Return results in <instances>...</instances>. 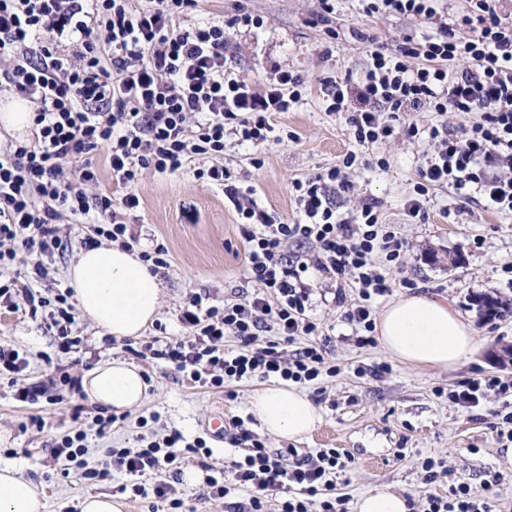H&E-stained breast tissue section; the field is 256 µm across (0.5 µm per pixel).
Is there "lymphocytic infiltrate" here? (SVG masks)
I'll return each mask as SVG.
<instances>
[{"label": "lymphocytic infiltrate", "mask_w": 512, "mask_h": 512, "mask_svg": "<svg viewBox=\"0 0 512 512\" xmlns=\"http://www.w3.org/2000/svg\"><path fill=\"white\" fill-rule=\"evenodd\" d=\"M504 2L467 0L465 10L451 13L440 0H366L367 14L406 16L429 27V34L406 37L390 52H371L360 80L347 74L321 84L328 111L345 113L358 145L387 141L399 121L409 141L430 144L404 204L410 218H424L436 188L512 214V18ZM197 7L198 0H0V94L35 107L32 140L0 146V268L13 263L14 241L43 253L54 250L57 225L66 216L94 217L97 235L132 247L119 213L139 207L134 188L143 172L175 173L192 160L204 161L198 177L222 187L241 219L247 277L256 290L221 308L192 298L181 316L184 338L157 356L215 388L256 377L311 382L337 367L317 341L304 273L313 268L335 280L336 304L358 332L356 345L371 346L374 303L391 293L390 270L401 265L407 243L385 223L379 203L362 200L338 211L337 197L355 192L351 176L359 160L352 151L323 172L294 181L304 223H274L246 200L219 162L225 136L256 146L274 141L272 113L290 111L305 85L279 68L259 84L235 74L231 32L261 26L262 18L241 10L223 22L182 27L181 16ZM413 59L418 67H410ZM418 112H467L473 119L455 130L442 121L421 123L414 118ZM100 149L107 152L113 181L124 189L120 201L96 190L98 171L90 156ZM290 242L312 249L291 256L285 252ZM350 288L357 298L347 297ZM229 336L237 347H225ZM300 336L308 344L285 354L283 344ZM510 389L500 377L484 376L461 382L449 398L473 407ZM239 437L249 444L246 454L233 462L228 478L209 480V495L246 491L241 512H267L276 495L282 498L279 512H347V497L332 490L352 456L336 448L282 454L247 430ZM180 440L173 433L143 447L113 450V463L142 477L174 468L206 447L201 439L185 446ZM424 512L493 510L462 483L446 497L428 494Z\"/></svg>", "instance_id": "obj_1"}]
</instances>
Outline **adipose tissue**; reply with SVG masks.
<instances>
[{"label":"adipose tissue","instance_id":"1","mask_svg":"<svg viewBox=\"0 0 512 512\" xmlns=\"http://www.w3.org/2000/svg\"><path fill=\"white\" fill-rule=\"evenodd\" d=\"M68 282L81 315L117 339L143 336L162 303L157 277L136 253L117 246L83 250ZM376 332L389 356L416 367L446 369L478 348L470 323L446 300L424 293L386 304ZM147 389L140 369L121 359L99 363L83 378L89 399L118 413L139 407ZM249 404L263 430L279 439L304 438L322 420L307 394L289 384L256 389ZM0 512H46L41 488L10 465L0 466Z\"/></svg>","mask_w":512,"mask_h":512}]
</instances>
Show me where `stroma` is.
Returning a JSON list of instances; mask_svg holds the SVG:
<instances>
[{"mask_svg": "<svg viewBox=\"0 0 512 512\" xmlns=\"http://www.w3.org/2000/svg\"><path fill=\"white\" fill-rule=\"evenodd\" d=\"M241 6L260 15L263 25L234 31L236 72L259 83L267 69L279 67L299 74L307 92L290 111L272 115L281 143L260 148L226 136L223 163L236 174L240 188L251 189L259 207L276 221L294 224L299 212L293 181L335 165L358 148L344 118L325 112L321 80L358 70L372 47L392 50L405 36L419 39L428 29L407 17L367 15L362 0H333L332 25L340 33L333 41L324 25L315 21L319 0H201L184 23L219 22ZM327 46L333 49L328 59L322 56ZM429 151L427 142L413 143L401 134L374 145L372 155L387 156L390 168L383 172L356 167L355 198L377 200L388 223L396 225L408 243L403 265L395 274L400 285L394 296L405 294L401 282L407 279L414 282L416 292L446 298L473 325L479 348L471 359L433 370L390 359L377 344L356 347L351 326L339 320L335 283L308 270L314 290L310 314L330 339L327 352L338 371L302 386L323 414L321 424L307 438L291 442L271 436L249 406L252 391L263 385L261 379L206 387L165 360L137 355L146 344L161 349L184 337L180 316L191 298H201L206 307L220 306L255 289L245 277L247 251L235 207L222 187L196 176L199 161L175 173L149 170L137 186L139 207L124 213L123 220L136 236L138 250L161 245L168 251L170 264L158 274L164 292L158 319L142 337L119 341L76 317L74 330L84 343L80 350L63 353L48 309L33 314L23 306L12 312L0 302V346L19 351L27 360L23 371L0 374V431L9 436L8 442L0 443V466L14 465L41 485L47 512H79L80 500L99 492L123 496L125 512H164V504L151 491L156 475L137 480L146 492L135 494L132 485L137 481L112 468L108 451L132 447L140 436L161 438L176 431L187 443L204 439L211 450L207 456L187 455L179 470L166 472V480L183 501L178 512H235L237 503L247 502L246 492L212 497L205 480L189 485L183 473L199 469L205 479L224 476L232 460L244 452L230 427L232 420L240 419L248 432L273 450L293 447L305 455L338 448L352 455L353 464L336 483L337 494L349 501H357L370 489L387 488L410 498L413 512H423L428 492L445 495L463 482L479 495L490 496L498 512H512V462L504 456L512 441L497 434L503 415L512 412V393L489 397L472 408L448 400L449 391L459 383L482 374L512 380V215L466 201L445 188L434 190L425 221H411L404 214V203ZM255 157L263 159L262 168L252 166ZM93 229L90 223L59 224L57 249L40 253L17 248L13 264L0 268V280L26 278L35 295L49 299L66 292L67 272ZM39 263L49 271L43 282L30 276ZM486 296L501 302L498 315L481 309L479 301ZM112 358L139 367L149 391L141 406L102 434L93 422L100 406L62 380H82L99 362ZM381 363L390 364V373L376 374ZM23 387L39 388V401H19L17 392ZM34 414L42 416L44 429L29 425ZM216 419L228 425L219 438L210 432ZM78 430L86 435V467L109 468L107 478L87 479L81 470H63L53 460L55 441ZM428 457L445 467L429 484L422 470Z\"/></svg>", "mask_w": 512, "mask_h": 512, "instance_id": "1", "label": "stroma"}]
</instances>
